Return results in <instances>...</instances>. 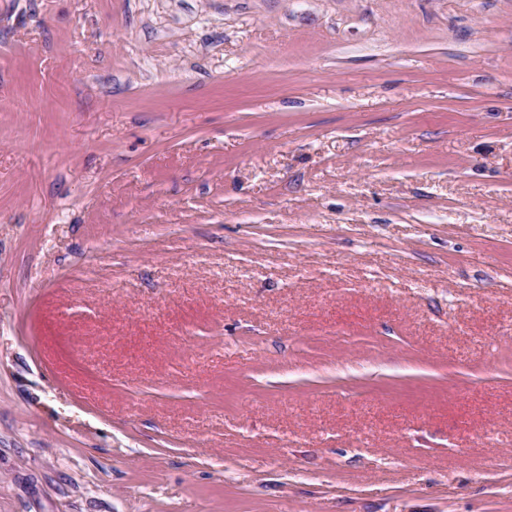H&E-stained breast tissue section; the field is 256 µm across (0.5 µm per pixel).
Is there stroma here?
I'll return each mask as SVG.
<instances>
[{
  "label": "stroma",
  "mask_w": 512,
  "mask_h": 512,
  "mask_svg": "<svg viewBox=\"0 0 512 512\" xmlns=\"http://www.w3.org/2000/svg\"><path fill=\"white\" fill-rule=\"evenodd\" d=\"M0 512H512V0H0Z\"/></svg>",
  "instance_id": "obj_1"
}]
</instances>
